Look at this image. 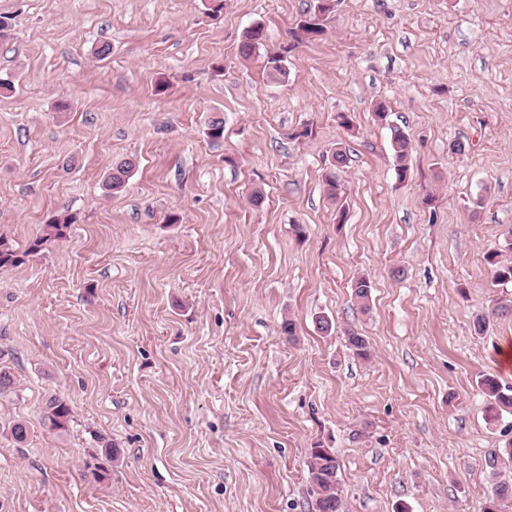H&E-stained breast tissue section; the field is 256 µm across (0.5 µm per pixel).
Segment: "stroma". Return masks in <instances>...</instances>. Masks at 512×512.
I'll list each match as a JSON object with an SVG mask.
<instances>
[{
  "label": "stroma",
  "instance_id": "stroma-1",
  "mask_svg": "<svg viewBox=\"0 0 512 512\" xmlns=\"http://www.w3.org/2000/svg\"><path fill=\"white\" fill-rule=\"evenodd\" d=\"M334 3L309 38L314 0H0V237L25 255L0 268V512H307L318 444L346 512H480L504 445L482 380L512 386L486 261H512V0ZM392 146L398 160L397 176L400 181H405L408 175V166L405 163L409 151V138L400 128L391 127ZM134 167L135 165L130 159H124L116 165H112V170L105 178L103 184L106 193L117 195L122 192ZM71 224L68 215L60 214L53 216L47 224L44 225L41 235L36 236L30 243L27 254H35L40 251L44 245L53 239H63L65 237L64 229Z\"/></svg>",
  "mask_w": 512,
  "mask_h": 512
}]
</instances>
